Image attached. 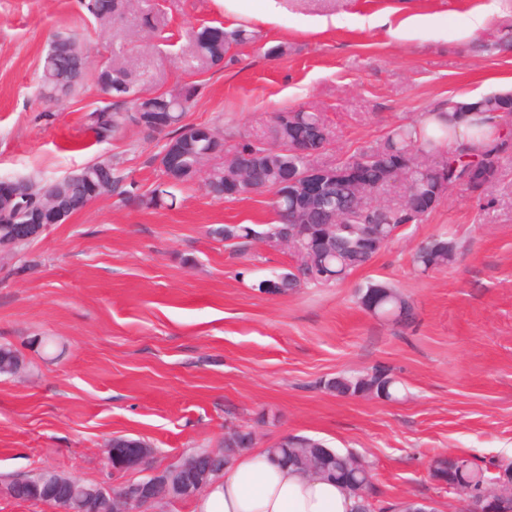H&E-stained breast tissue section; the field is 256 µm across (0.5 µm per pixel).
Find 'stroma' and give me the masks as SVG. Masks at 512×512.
Returning <instances> with one entry per match:
<instances>
[{"instance_id":"35a3bbf8","label":"stroma","mask_w":512,"mask_h":512,"mask_svg":"<svg viewBox=\"0 0 512 512\" xmlns=\"http://www.w3.org/2000/svg\"><path fill=\"white\" fill-rule=\"evenodd\" d=\"M137 0L99 24L79 0H0V180L61 178L111 160L146 193L162 182L164 136L128 126L96 142L86 111L105 102L94 82L57 107L39 94L55 34H78L89 65L127 66L145 92L198 81L189 124L268 140L274 113L324 114L332 164L421 119L448 96L512 90V0ZM487 26L468 32L486 7ZM380 15L386 25L368 27ZM339 17V27L312 20ZM257 32L236 60L198 73L196 31ZM286 52L267 56L269 47ZM170 207L124 205L103 195L0 259V346L23 368L0 375V479L51 468L105 479L115 436L145 441L162 467L197 448H221L234 429L262 450L304 435L365 456L376 506L433 500L460 512L458 495L430 475L440 455L482 461L512 454V155L482 195L454 189L408 225L369 265L330 286L271 295L260 280L287 269L288 251L255 241L226 246L215 228L273 222V193L234 200L202 182L177 189ZM446 236L455 262L420 273L413 254ZM396 287L414 308L403 324L364 309L368 282ZM388 370L397 399L343 397L339 374Z\"/></svg>"}]
</instances>
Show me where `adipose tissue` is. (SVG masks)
<instances>
[{
	"instance_id": "obj_1",
	"label": "adipose tissue",
	"mask_w": 512,
	"mask_h": 512,
	"mask_svg": "<svg viewBox=\"0 0 512 512\" xmlns=\"http://www.w3.org/2000/svg\"><path fill=\"white\" fill-rule=\"evenodd\" d=\"M195 505V512H355L356 501L344 488L259 451L237 458Z\"/></svg>"
}]
</instances>
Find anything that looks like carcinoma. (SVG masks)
Listing matches in <instances>:
<instances>
[{"label":"carcinoma","instance_id":"cac0c4a2","mask_svg":"<svg viewBox=\"0 0 512 512\" xmlns=\"http://www.w3.org/2000/svg\"><path fill=\"white\" fill-rule=\"evenodd\" d=\"M130 6V0H88L86 8L97 21L104 22L112 14ZM258 35L247 29L227 33L222 27L207 26L193 38L192 58L200 69L224 66V60H233L232 50L242 44L255 42ZM88 58V48L82 40L73 46L50 45L44 58L41 74L42 92L58 89L61 98L55 103L62 105L77 97L84 86V76ZM95 79L103 92L112 98L107 104L91 109L86 116L88 129L94 134L96 142L103 143L128 125L137 124L139 112H170L174 126L167 131V140L163 148L182 145L180 172L171 174L163 171V184L167 188L155 187L147 193L138 194L135 183L127 176L112 171V161L95 160L68 175L51 180L39 181L41 186L54 185L69 194L71 209L79 211L93 197L89 195L87 183L81 174L89 170L93 178L101 177L109 185L108 192L119 197L125 204L141 206H160L173 197L170 189L189 184L197 179L195 164L197 156L207 151L212 141L202 138L187 142L183 133L182 121L197 97L199 84H183L175 92L143 93L135 88L131 72L110 60L102 61L96 70ZM512 104L509 93H494L480 98L474 103L448 99L447 109L434 116L435 125L416 126L414 123L403 125L390 132L380 143L356 155L336 162L337 167L352 165L363 181L376 192L385 190L392 179H400L404 189L413 199V208L406 211L395 204H375L368 200L359 204L351 181L338 176L334 182L324 188L327 205L334 206L347 215L344 222L336 225V247L331 250L310 248V260L297 261L290 269L277 273L258 282L257 288L268 294H283L303 285H328L348 276L354 270L367 265L379 253L380 248L371 246L374 240L385 239L394 230H403L410 224L420 223L439 205L445 189L455 188L464 183L470 163L463 157L485 158L491 154L490 147L497 140L490 129H473L472 141L465 148H448V140L453 136L454 118L460 111L482 112L485 121L492 122L491 112ZM302 131L307 138L305 149L315 150L324 140L327 131L325 120L319 112L293 111L289 120L276 117L271 126L270 140L254 141L242 137L232 145L242 157V162L250 177V192L271 191L281 195L273 202L275 220L259 232L249 224H226L213 231L230 246L243 245L251 241L273 242L288 237L294 228L304 223L307 212L303 196L297 192L281 194L280 183L288 172L301 168L308 163V154L298 152L291 141L294 132ZM423 153L430 158L427 166L414 164V156ZM204 184L209 193L219 198H230L228 176L221 167L213 168L205 177ZM36 204L30 199L23 205H14L10 209H0V232L5 223L21 215L25 209ZM455 259V245L443 236H437L422 244L414 253L413 264L421 272L448 266ZM358 299L362 306L374 313L390 314L399 322H408L413 317L411 303L393 286L386 283L370 282L359 290ZM23 361L16 351L0 346V374H13L22 368ZM396 380L390 374L364 375L352 377L338 375L328 379L324 387L340 396L354 395L358 392L380 393L388 390L393 396ZM319 441L308 436H292L285 441L266 449L270 461L307 471ZM253 445L248 431L234 430L224 437V447L216 450H200L186 456L196 465V472L204 484L224 472L234 456ZM328 472L321 474L327 481L342 485L358 500L357 512L372 506L368 502L371 491L368 463L359 456L339 453L330 448L322 458ZM451 483L453 486L469 489L472 495L480 494L492 478L491 470L504 466L500 461H491L483 465L465 455L454 456ZM42 478L60 484L70 491L69 500L79 496L87 499L94 485L80 482L56 471L42 474Z\"/></svg>","mask_w":512,"mask_h":512}]
</instances>
